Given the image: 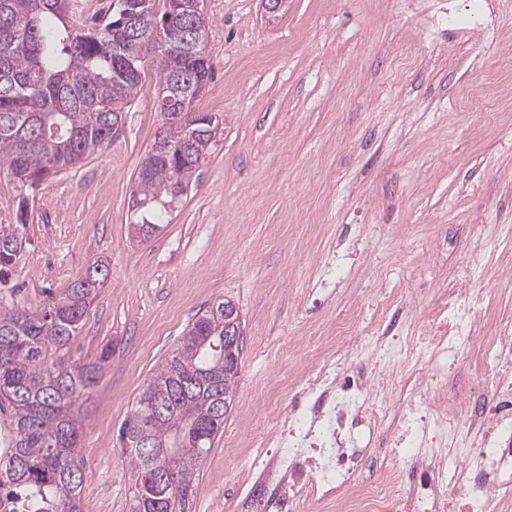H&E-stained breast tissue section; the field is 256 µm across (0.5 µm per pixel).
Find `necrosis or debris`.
<instances>
[{
    "label": "necrosis or debris",
    "mask_w": 512,
    "mask_h": 512,
    "mask_svg": "<svg viewBox=\"0 0 512 512\" xmlns=\"http://www.w3.org/2000/svg\"><path fill=\"white\" fill-rule=\"evenodd\" d=\"M481 301V289H449L415 339L366 345L380 378L390 365L414 366L392 437L406 467L368 480L387 397L349 363L355 322L337 327L307 364L310 384L285 414L276 450L258 459L264 497L246 500L244 512H498L512 491V325L482 322ZM474 351L486 363L479 392L447 398L438 378Z\"/></svg>",
    "instance_id": "obj_1"
}]
</instances>
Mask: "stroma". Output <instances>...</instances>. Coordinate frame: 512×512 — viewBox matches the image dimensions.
Returning <instances> with one entry per match:
<instances>
[{
  "instance_id": "stroma-1",
  "label": "stroma",
  "mask_w": 512,
  "mask_h": 512,
  "mask_svg": "<svg viewBox=\"0 0 512 512\" xmlns=\"http://www.w3.org/2000/svg\"><path fill=\"white\" fill-rule=\"evenodd\" d=\"M219 120L187 196L152 238L128 200L160 116L155 77L109 143L48 177L0 307L41 310L95 260L108 277L70 344L112 358L81 409L82 512H130L118 433L196 313L238 307L234 408L200 463L191 512H239L286 385L331 328L414 334L473 266L484 318L512 323V0H203ZM462 25L448 30L445 17ZM339 255L330 300L311 290Z\"/></svg>"
}]
</instances>
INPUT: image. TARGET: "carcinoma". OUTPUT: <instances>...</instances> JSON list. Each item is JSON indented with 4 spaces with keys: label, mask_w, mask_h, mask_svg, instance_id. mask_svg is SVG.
<instances>
[{
    "label": "carcinoma",
    "mask_w": 512,
    "mask_h": 512,
    "mask_svg": "<svg viewBox=\"0 0 512 512\" xmlns=\"http://www.w3.org/2000/svg\"><path fill=\"white\" fill-rule=\"evenodd\" d=\"M144 16L142 33L125 36L112 7L94 13L77 31L67 21L70 0H0V173L18 193L16 223L0 224V279L25 249L22 228L30 195L50 175L74 167L112 140L115 113L143 91L139 70L154 69L173 119L193 109L199 80L208 76L195 37L209 20L193 0H170L160 19L150 0H125ZM171 101H165V98ZM169 128L168 159L145 151L135 191L149 205L133 214L132 236L160 229L158 217L178 182L187 190L213 136ZM105 265L93 278L74 281L38 314L0 308V413L9 428L0 437V512H82L79 412L107 367L71 358L67 345L82 328L104 284ZM225 301L187 324L171 357L160 363L119 431L132 480L130 512H189L199 484V463L224 432L239 371L213 346L224 339Z\"/></svg>",
    "instance_id": "1"
}]
</instances>
